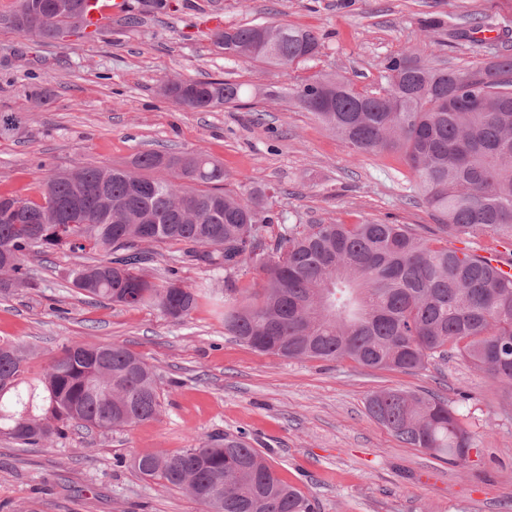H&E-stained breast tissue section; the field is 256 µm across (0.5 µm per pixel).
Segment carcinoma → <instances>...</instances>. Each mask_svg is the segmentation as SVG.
<instances>
[{
	"instance_id": "cac0c4a2",
	"label": "carcinoma",
	"mask_w": 512,
	"mask_h": 512,
	"mask_svg": "<svg viewBox=\"0 0 512 512\" xmlns=\"http://www.w3.org/2000/svg\"><path fill=\"white\" fill-rule=\"evenodd\" d=\"M86 0H19L8 19L47 40L81 35ZM226 56L288 68L316 57L307 29L251 25L211 29ZM470 83L456 86V74ZM384 92L361 93L343 77L299 84L295 103L356 154L400 151L442 234L461 243L490 232L512 244V56L467 68L435 67L414 50L385 64ZM161 94L190 109L244 104L229 80H183ZM128 168L76 163L42 182L39 199L0 193V290L33 285L26 257L65 246L103 258L72 272L86 296L157 308L183 322L205 297L176 277L149 280L143 238L173 257L224 273V330L253 349L288 359L351 360L416 374L454 353L512 387V276L480 256L419 236L407 224H285L264 206L266 187L220 190L224 166L202 151L141 153ZM19 201L39 237L8 214ZM266 271L244 303L235 273ZM29 354L0 342V434L44 446L70 425L116 430L162 411L154 369L121 344L72 340L40 376L26 380ZM369 415L401 441L463 464L472 447L448 402L404 389L370 396ZM134 467L185 491L206 512H316L312 499L281 481L264 456L229 437L197 439L175 454H146Z\"/></svg>"
}]
</instances>
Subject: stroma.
Listing matches in <instances>:
<instances>
[{"mask_svg":"<svg viewBox=\"0 0 512 512\" xmlns=\"http://www.w3.org/2000/svg\"><path fill=\"white\" fill-rule=\"evenodd\" d=\"M113 21L95 38L48 41L5 25L17 0H0V192L35 198L44 179L81 162L121 167L150 150L202 151L224 166V186H268L267 207L289 224H408L440 237L398 152L355 154L281 90L339 74L360 91L384 85L387 59L419 49L434 66L512 56V0H176L177 11ZM288 24L315 31V58L282 68L225 58L204 33ZM479 24L477 41L452 37ZM169 77L230 80L250 96L239 108L193 110L163 99ZM45 91L43 104L31 94ZM156 283L177 275L223 292L224 277L174 263L142 243ZM65 249L31 255L37 285L0 293V339L33 349L39 374L70 340L119 343L153 365L155 419L112 431L69 428L46 447L0 436V512H201L185 492L143 480L136 457L176 453L192 438L225 435L261 451L317 512H512V387L452 356L406 374L350 360L284 359L237 341L209 304L176 324L157 309L94 301L71 272L92 262ZM400 388L448 401L472 435L465 465L405 444L368 413V397Z\"/></svg>","mask_w":512,"mask_h":512,"instance_id":"obj_1","label":"stroma"}]
</instances>
